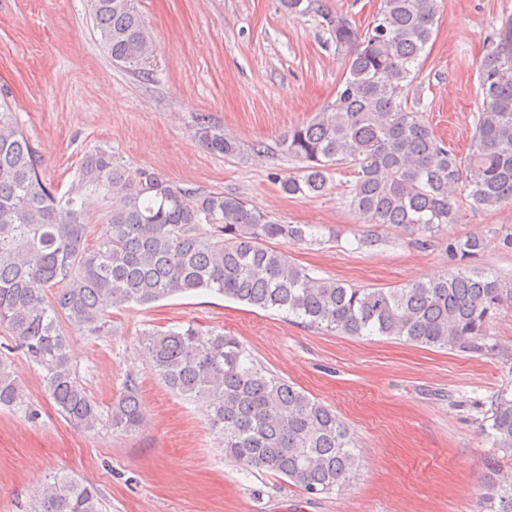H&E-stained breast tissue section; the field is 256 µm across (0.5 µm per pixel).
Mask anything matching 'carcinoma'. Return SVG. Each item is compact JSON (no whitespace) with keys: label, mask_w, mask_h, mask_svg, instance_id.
I'll list each match as a JSON object with an SVG mask.
<instances>
[{"label":"carcinoma","mask_w":512,"mask_h":512,"mask_svg":"<svg viewBox=\"0 0 512 512\" xmlns=\"http://www.w3.org/2000/svg\"><path fill=\"white\" fill-rule=\"evenodd\" d=\"M444 0H380L366 29L343 14L322 18L346 72L332 101L294 126L278 147L301 164L280 179L288 195L323 193L332 171L353 168L349 209L380 227L421 232L427 245L459 221V202L493 209L512 203V18L489 38L478 82L469 152L458 155L407 106L422 53ZM112 63L147 75L154 46L135 0H88ZM195 134L214 155L241 146L205 116ZM103 192L107 232L91 245L85 191ZM317 241L309 224H283L236 194L189 189L112 154L88 155L67 198L43 177L39 152L16 113L0 104V328L43 372L56 411L86 431L135 432L144 419L137 378L107 410L87 394L65 328L112 335V310L209 290L309 328L342 336H386L439 349H486L489 323L512 300V279L469 268L484 239L448 241L456 267L397 288H360L318 278L279 245ZM154 374L173 392L202 399L224 456L243 469L288 479L307 494L354 481L356 440L333 408L258 362L235 336L189 324L137 337ZM12 358L0 352V408L25 402ZM484 434L512 458V395L496 396ZM31 512H105L99 488L67 473L45 481ZM476 512H512V475L490 463Z\"/></svg>","instance_id":"1"}]
</instances>
